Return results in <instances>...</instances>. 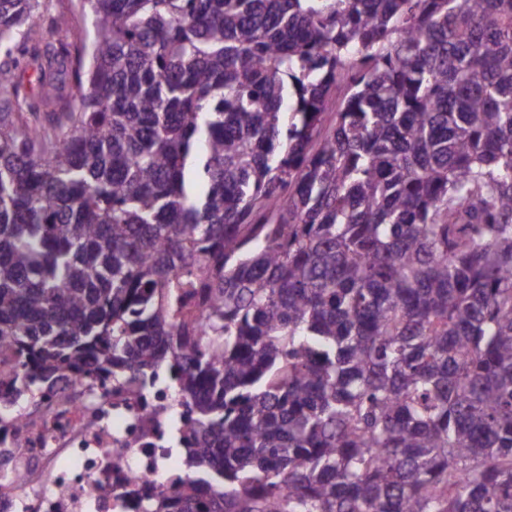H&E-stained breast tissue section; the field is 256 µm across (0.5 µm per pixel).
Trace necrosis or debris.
<instances>
[{
    "mask_svg": "<svg viewBox=\"0 0 512 512\" xmlns=\"http://www.w3.org/2000/svg\"><path fill=\"white\" fill-rule=\"evenodd\" d=\"M83 388L68 382L71 398L21 433L0 421V512H142L171 490L172 438L187 428L171 389L115 380L87 402Z\"/></svg>",
    "mask_w": 512,
    "mask_h": 512,
    "instance_id": "obj_1",
    "label": "necrosis or debris"
}]
</instances>
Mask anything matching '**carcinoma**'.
<instances>
[{
	"instance_id": "1",
	"label": "carcinoma",
	"mask_w": 512,
	"mask_h": 512,
	"mask_svg": "<svg viewBox=\"0 0 512 512\" xmlns=\"http://www.w3.org/2000/svg\"><path fill=\"white\" fill-rule=\"evenodd\" d=\"M81 4L30 96L0 0V408L166 372L148 512H512V0Z\"/></svg>"
}]
</instances>
